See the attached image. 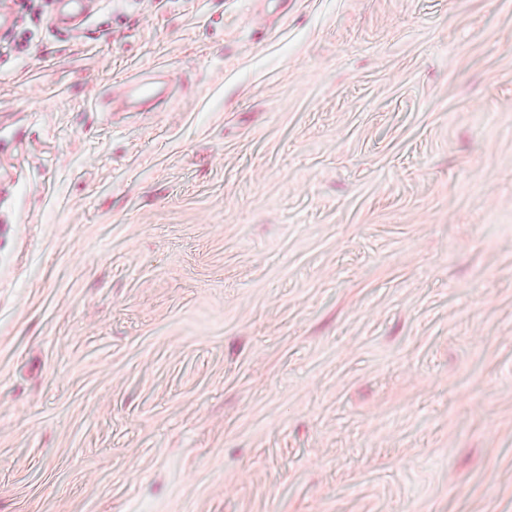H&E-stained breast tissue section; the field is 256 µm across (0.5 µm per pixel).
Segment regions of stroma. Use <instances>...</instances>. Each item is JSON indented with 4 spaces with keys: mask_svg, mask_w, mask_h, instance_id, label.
Instances as JSON below:
<instances>
[{
    "mask_svg": "<svg viewBox=\"0 0 512 512\" xmlns=\"http://www.w3.org/2000/svg\"><path fill=\"white\" fill-rule=\"evenodd\" d=\"M16 34L0 512H512V0ZM169 90L170 80L164 76H158L152 80L125 79L113 84L112 102L139 108L152 107L167 98Z\"/></svg>",
    "mask_w": 512,
    "mask_h": 512,
    "instance_id": "obj_1",
    "label": "stroma"
}]
</instances>
